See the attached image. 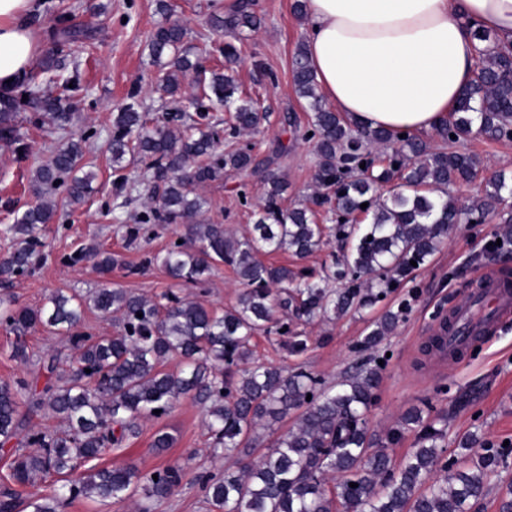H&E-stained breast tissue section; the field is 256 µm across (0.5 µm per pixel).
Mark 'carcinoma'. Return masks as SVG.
Listing matches in <instances>:
<instances>
[{"instance_id": "carcinoma-1", "label": "carcinoma", "mask_w": 512, "mask_h": 512, "mask_svg": "<svg viewBox=\"0 0 512 512\" xmlns=\"http://www.w3.org/2000/svg\"><path fill=\"white\" fill-rule=\"evenodd\" d=\"M210 22L214 30L239 40L243 32L260 28L262 17L254 0H240L231 12L211 14ZM86 37L81 28H62L59 51ZM186 39L184 26L166 20L150 32L148 50L159 67L155 91L165 104L183 99L187 75H202L193 111L178 108L152 123L133 91L112 120V161L119 167L127 155L136 159L152 200L141 223L126 228V237L138 236L144 224H182V243L172 242L162 258L168 275L181 286L197 287L224 263L233 267L244 288L236 305L222 315L172 291L156 299L122 288H99L88 296L57 292L37 309L17 308L14 297L1 295L0 326L16 334L14 358L29 360L25 335L38 326L63 336L73 351L64 371L61 354L48 353L38 360L35 376L0 384V449L19 439L9 479L18 485L51 476L62 481L54 494L28 501L30 512H61L80 497L122 502L138 492L147 501L142 512H150L149 502L167 497L181 484L183 468L166 466L143 474L133 465L98 468L87 463L120 447L137 433L141 421L158 420L190 397L205 407L211 453L224 457L222 476L196 477L205 499L219 512H338L340 506L344 512H474L490 474L512 456L511 444L489 443L483 453L473 455L477 436L469 434L449 456L443 445L447 419L440 413L426 417L416 408L384 440L368 427L385 369L378 361H389L381 344L405 319L411 301L373 323L354 347L361 360L334 384L302 367L286 371L258 361L253 339L273 331L290 354L303 353L307 337L292 329L294 322L334 320L376 306L425 265L461 221L486 217L504 195H512V177L502 173L486 181L485 196L469 207L459 206L448 194V186L477 176L471 158L455 150L474 125L491 140L512 138V80L507 79L512 57L501 48L481 57L467 97L436 128L440 145L432 147L417 134L402 138L380 129L353 131L318 93L305 48H299L293 82L296 95L312 112L310 132L321 158L315 181L321 189H334L331 197L312 196V203L333 201L337 212L363 213L368 223L326 226L316 222L308 205L284 207L287 183L268 170L254 224L237 237L222 224L195 221L207 205L199 188L224 180L227 171L260 168L252 143L227 152L222 145L228 136L259 131L269 115L254 99L238 96L233 65L239 50L233 42L210 46L208 54L224 58V68L218 69L185 49ZM28 103L35 122L61 131L81 105L70 94L42 95L36 84L28 91ZM19 106L14 98L0 100V142L24 152L27 147L15 125ZM221 109L230 113L231 125L213 116ZM85 142L84 137L69 139L35 169L39 202L10 227L20 245L0 254L1 280L32 270L36 249L44 246L40 225L52 218L46 197L62 193L68 203L78 204L91 192L95 174L83 164ZM371 143L391 146L384 161L374 163ZM390 182L394 186L385 198L379 187ZM330 236L350 247L319 278L303 268L261 260L279 252L304 258ZM83 260L104 274L124 268L136 272L120 254L99 247L74 258ZM88 307L104 318L116 317L119 334L77 332ZM173 353L180 366L170 371L164 363ZM41 410L57 416L63 431L26 427L27 416ZM294 412V425L251 458L257 429ZM412 431L415 448L395 459L389 446ZM352 483L358 487H350Z\"/></svg>"}]
</instances>
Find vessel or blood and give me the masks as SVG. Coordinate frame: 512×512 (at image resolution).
<instances>
[{
    "instance_id": "b4317fda",
    "label": "vessel or blood",
    "mask_w": 512,
    "mask_h": 512,
    "mask_svg": "<svg viewBox=\"0 0 512 512\" xmlns=\"http://www.w3.org/2000/svg\"><path fill=\"white\" fill-rule=\"evenodd\" d=\"M510 313L512 290L502 287L496 278H484L473 290L469 304L455 311V328L445 337L448 352L456 353L470 339L485 335L501 316Z\"/></svg>"
}]
</instances>
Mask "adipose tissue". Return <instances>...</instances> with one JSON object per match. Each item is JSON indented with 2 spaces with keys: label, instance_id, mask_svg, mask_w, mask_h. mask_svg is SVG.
Wrapping results in <instances>:
<instances>
[{
  "label": "adipose tissue",
  "instance_id": "ef3b65f1",
  "mask_svg": "<svg viewBox=\"0 0 512 512\" xmlns=\"http://www.w3.org/2000/svg\"><path fill=\"white\" fill-rule=\"evenodd\" d=\"M34 0H0V88L28 72L40 44ZM305 49L327 104L359 126H440L476 70L477 30L512 44V0H307Z\"/></svg>",
  "mask_w": 512,
  "mask_h": 512
}]
</instances>
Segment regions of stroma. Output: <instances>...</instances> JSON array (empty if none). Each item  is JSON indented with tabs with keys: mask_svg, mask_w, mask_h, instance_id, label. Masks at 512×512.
Instances as JSON below:
<instances>
[{
	"mask_svg": "<svg viewBox=\"0 0 512 512\" xmlns=\"http://www.w3.org/2000/svg\"><path fill=\"white\" fill-rule=\"evenodd\" d=\"M208 1L174 0L173 18L187 29V45L195 52L212 34ZM294 4L295 0H256L263 23L240 42L237 64L240 95L259 98L269 113L268 121L253 137L256 153L266 155L277 143L286 148L276 167L288 180L285 204L291 208L308 202L319 164L314 141L304 137L310 112L293 91L292 60L306 39L305 20L295 12ZM63 13L70 25L90 30L89 39L67 53L60 52L57 39L58 17ZM162 20L158 0H38L29 16L28 22L41 43L40 62H54L57 75L76 82V95L83 106L72 125L58 133L36 124L32 108L18 112L16 122L28 148L27 156L0 143V252L16 244L15 237L6 235V228L36 201L31 181L34 169L68 137L86 136L83 162L97 178L92 193L81 204L71 205L64 197L56 198L55 214L41 230L45 246L34 256L33 272L7 285L0 283V294L14 295L19 306L38 307L58 290L84 294L109 286L152 298L173 287V280L154 260L150 267H143L141 274L129 275L117 269L106 277L91 263L68 261L82 248L97 245L121 254L128 267L143 266L145 257L153 259L185 231L180 224H158L141 231L138 239L126 237L125 226L136 224L149 204L140 185L141 166L130 157L123 163V173L135 181L136 187L116 214H106L104 209L105 202L113 198L115 172L109 136L114 112L127 103L129 92L135 89L144 111L154 118L163 113L154 91L158 68L147 48L148 34ZM458 148L475 156L482 168L473 183L450 187L449 193L459 206L480 199L486 178L495 172L512 173V140L494 141L475 132ZM263 192L264 185L257 176L225 175L223 181L203 188L208 204L200 219L243 233L253 222ZM497 239L504 248L494 256L485 246ZM506 268L512 270V206L505 204L489 215L486 224L462 227L456 237L444 241L429 263L414 271L376 307L304 325L308 338L304 353L288 355L275 340L265 336L254 339L253 350L273 365H301L333 382L356 361L352 347L365 336L370 323L387 310L397 309L401 301L411 300L412 308L405 320L383 342L391 360L370 416L371 431L386 436L406 411L430 405L448 416L447 450H454L459 438L469 433L496 445L512 441V317L503 319L497 331L481 337L476 349L464 351L453 360L442 361L425 349L437 316L465 304L471 290L479 287L487 274H499ZM241 288L233 268L220 264L204 285L190 289L189 294L220 314L235 305ZM14 343V333L0 327V383L34 375L44 352L65 346L62 337L54 333H29L30 360L23 364L12 356ZM470 391L475 392V401L460 406L459 396ZM160 430L172 436V447H154L155 434ZM126 463L145 472L165 465L183 468L182 483L170 496L154 501L152 512H216L196 481L198 474L219 475L224 471L223 460L213 457L209 450L203 405L181 400L167 416L141 422L135 436L95 461L99 467Z\"/></svg>",
	"mask_w": 512,
	"mask_h": 512,
	"instance_id": "35a3bbf8",
	"label": "stroma"
}]
</instances>
